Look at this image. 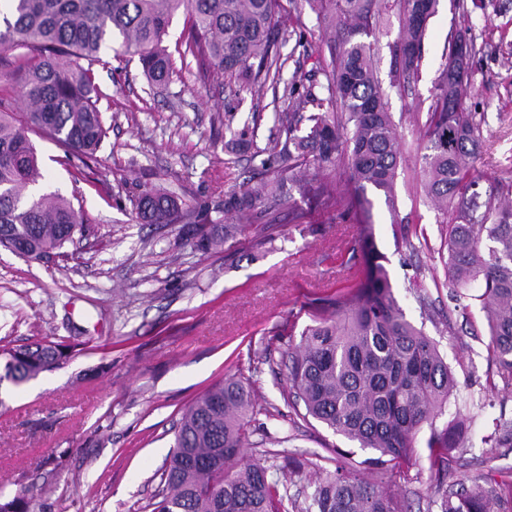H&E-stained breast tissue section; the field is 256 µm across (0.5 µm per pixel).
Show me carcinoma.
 <instances>
[{
    "instance_id": "obj_1",
    "label": "carcinoma",
    "mask_w": 512,
    "mask_h": 512,
    "mask_svg": "<svg viewBox=\"0 0 512 512\" xmlns=\"http://www.w3.org/2000/svg\"><path fill=\"white\" fill-rule=\"evenodd\" d=\"M12 18L3 19L0 46L24 48L14 60L20 94L0 95V246L43 261L64 257L63 248L84 234L81 211L55 192L40 193L43 179L29 134L49 136L85 158L99 150L106 129L96 106L92 65L118 37L139 56L148 84L163 88L174 67L164 45L172 17L185 15L183 55L208 62L241 91L273 97L283 93L285 111L275 120L288 152L270 155L262 166L271 178L249 181L224 197V213L243 214L256 203L289 202L292 189L320 205L330 202L323 183L298 175L346 165L354 186L361 251L355 286L336 295L329 312L312 319L288 348L289 393L310 416L381 465L409 459L414 437L430 427V456L441 466L462 445L459 426L433 427L456 380L437 344L416 327L398 303L386 258L377 249L370 219L369 187L393 198L401 156L399 136L373 66L374 24L387 0H306L325 32L341 35L331 49L324 76L329 97L283 81L287 59L278 51L279 0H5ZM438 0H399L400 36L395 45L399 72L414 75ZM470 82L448 87L442 72L428 106L424 187L441 213L448 246V281L456 289L478 282L489 332L488 352L501 374L512 377V207L504 204L512 185L492 182L475 190L480 124L465 111ZM324 112H308L311 106ZM136 218L147 224H182L197 251L211 253L237 239L244 224L198 219L165 187L150 185L138 197ZM78 342L43 341L1 346L4 375L15 384L62 367ZM253 412L250 387L236 376L215 383L184 412L161 474L162 489L152 512H284L285 495L268 480L258 461L243 459ZM33 498L0 500V512H29ZM512 501V481L490 483L463 477L437 487L440 512H500ZM296 512H407L396 496L338 465L313 484Z\"/></svg>"
}]
</instances>
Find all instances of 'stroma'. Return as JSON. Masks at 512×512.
<instances>
[{
    "label": "stroma",
    "instance_id": "1",
    "mask_svg": "<svg viewBox=\"0 0 512 512\" xmlns=\"http://www.w3.org/2000/svg\"><path fill=\"white\" fill-rule=\"evenodd\" d=\"M280 5L285 76H302L327 98V35L306 0ZM459 33L475 42L465 105L482 128L479 184L512 183V0H439L418 72L407 80L394 66L397 7L383 12L374 35L401 162L392 201L371 194V220L396 299L437 343L457 381L436 426L462 422L466 440L440 471L422 429L409 462L387 469L386 486L412 512H427L436 477L449 484L465 473L492 481L512 473V448L484 461L487 437L502 436V423L512 420V381L489 357L479 284L462 299L451 295L442 217L426 196L420 161L434 82L450 36ZM186 37L176 13L165 38L175 73L162 90L148 85L137 56L101 52L93 70L107 134L95 158L32 137L41 188L71 199L90 228L65 261H29L0 247V339L27 344L77 334L83 342L59 369L19 386L0 382L8 406L0 413V495L34 494V512H149L182 410L229 374L248 378L253 389L249 456L291 495H305L338 463L367 457L286 399L289 336L310 324L312 309L335 297L359 261L344 166L336 168L330 209L296 194L241 216L250 230L239 253L205 254L180 225L135 219V199L150 183L223 219L225 195L261 172L253 153L225 154L219 113H233L234 129L254 125L255 151L284 148L269 96L232 92L225 77L204 79L194 59L181 57ZM292 456L303 460L301 471H290Z\"/></svg>",
    "mask_w": 512,
    "mask_h": 512
}]
</instances>
